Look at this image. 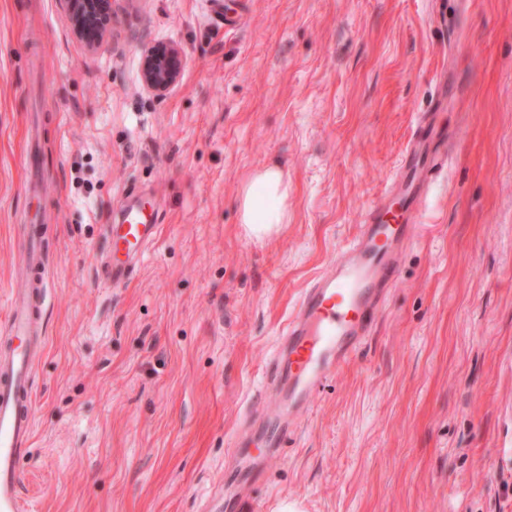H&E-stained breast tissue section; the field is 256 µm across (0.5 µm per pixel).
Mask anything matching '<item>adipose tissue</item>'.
I'll return each mask as SVG.
<instances>
[{
  "label": "adipose tissue",
  "instance_id": "1",
  "mask_svg": "<svg viewBox=\"0 0 512 512\" xmlns=\"http://www.w3.org/2000/svg\"><path fill=\"white\" fill-rule=\"evenodd\" d=\"M288 181L283 171L269 166L254 172L237 197L240 222L247 235L265 239L288 221Z\"/></svg>",
  "mask_w": 512,
  "mask_h": 512
}]
</instances>
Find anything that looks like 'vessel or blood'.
I'll return each instance as SVG.
<instances>
[{"instance_id":"vessel-or-blood-1","label":"vessel or blood","mask_w":512,"mask_h":512,"mask_svg":"<svg viewBox=\"0 0 512 512\" xmlns=\"http://www.w3.org/2000/svg\"><path fill=\"white\" fill-rule=\"evenodd\" d=\"M444 138L419 119L411 148L388 189L367 209L354 241L303 292L277 347L259 425L234 442L236 466L227 474L229 481L262 479L311 398L372 327L384 289L397 278L399 251L421 229L433 172L447 161L438 150ZM160 220L144 194L127 196L117 223L105 230L103 269L109 283L118 287L128 280L154 241ZM40 239L39 225H28L22 241L27 287L11 301L10 339L0 353V512H22L18 461L28 453L34 434L30 381L34 351L44 342L40 327L48 293Z\"/></svg>"}]
</instances>
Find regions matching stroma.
<instances>
[{
  "label": "stroma",
  "instance_id": "1",
  "mask_svg": "<svg viewBox=\"0 0 512 512\" xmlns=\"http://www.w3.org/2000/svg\"><path fill=\"white\" fill-rule=\"evenodd\" d=\"M147 44L185 58L161 96ZM427 111L448 136L427 229L260 512H512V0H112L94 46L59 0H0V324L26 214L48 240L26 512H205L302 291ZM274 164L288 222L258 242L236 197ZM133 188L162 223L115 288L102 230Z\"/></svg>",
  "mask_w": 512,
  "mask_h": 512
}]
</instances>
